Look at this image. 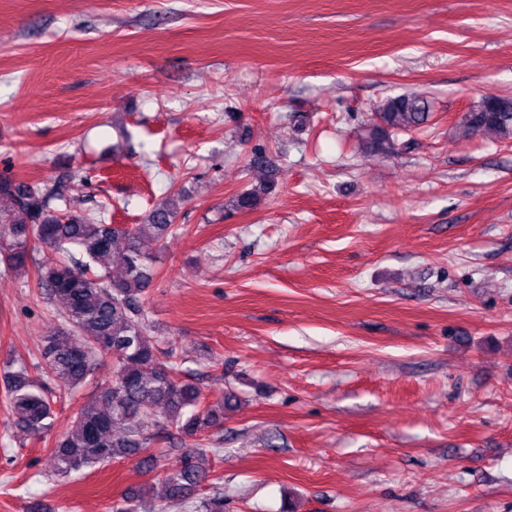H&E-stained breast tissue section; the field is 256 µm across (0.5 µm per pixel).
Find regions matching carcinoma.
<instances>
[{
  "label": "carcinoma",
  "instance_id": "carcinoma-1",
  "mask_svg": "<svg viewBox=\"0 0 512 512\" xmlns=\"http://www.w3.org/2000/svg\"><path fill=\"white\" fill-rule=\"evenodd\" d=\"M430 117V101L421 94L389 97L374 112L366 148L384 152L394 135L418 129ZM461 127L512 140V97L484 96L463 113ZM269 190L267 184L253 186L238 196L237 206L252 209ZM61 199L56 189L0 176V262L8 271L22 272L31 244L40 246L42 295L64 308L62 326L46 335L34 367L16 357L0 365L16 426L30 437L46 434L54 423L50 383L71 393L87 384L99 360L109 358L112 379L54 442L57 473L65 477L105 465L160 442L179 448V466L159 479L162 496L150 485L119 499L112 512H155L159 498L189 512H224V493L196 498L193 491L220 452L214 436L236 397L229 392L216 407L203 406L200 387L181 376L182 359L148 337L153 273L141 241L149 229L159 240L180 230L174 199L155 208L146 224H112L100 213L60 209L54 201ZM114 266L123 268L121 277H112Z\"/></svg>",
  "mask_w": 512,
  "mask_h": 512
}]
</instances>
